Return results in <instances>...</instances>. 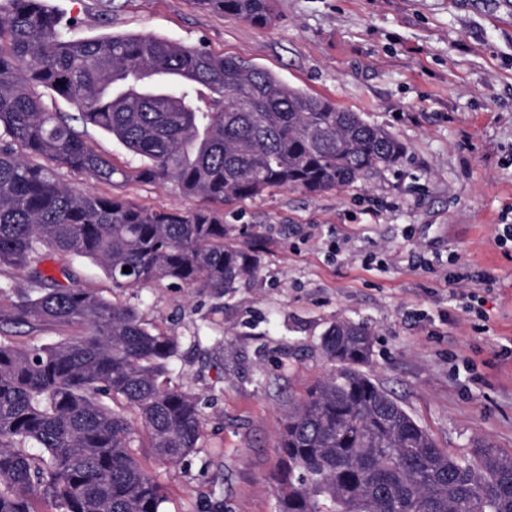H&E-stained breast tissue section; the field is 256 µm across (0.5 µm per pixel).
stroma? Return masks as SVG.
<instances>
[{
  "mask_svg": "<svg viewBox=\"0 0 512 512\" xmlns=\"http://www.w3.org/2000/svg\"><path fill=\"white\" fill-rule=\"evenodd\" d=\"M73 34L152 33L254 64L360 113L407 147L401 165L312 195L278 188L224 205V240L254 249L255 274L217 298L166 282L123 293L63 253L46 273L136 305L178 336L172 385L195 393L199 448L177 465L136 453L164 512H275L279 422L331 364L339 321L373 334L372 378L455 456L512 453V0H272L257 28L190 0H50ZM60 182L152 207L208 202L174 184Z\"/></svg>",
  "mask_w": 512,
  "mask_h": 512,
  "instance_id": "obj_1",
  "label": "stroma"
}]
</instances>
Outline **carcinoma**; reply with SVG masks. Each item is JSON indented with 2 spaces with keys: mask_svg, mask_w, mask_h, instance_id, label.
<instances>
[{
  "mask_svg": "<svg viewBox=\"0 0 512 512\" xmlns=\"http://www.w3.org/2000/svg\"><path fill=\"white\" fill-rule=\"evenodd\" d=\"M10 2L0 13V267L31 288L0 301V512H164L161 483L135 456L134 421L166 463L201 442L199 397L165 379L178 338L149 330L135 305L39 265L64 252L99 266L120 292L166 281L220 297L257 260L224 243L217 209L76 192L50 163L98 182H172L222 205L270 188L342 189L399 164L406 148L244 61L149 33L74 38L47 0ZM192 2L255 27L274 20L271 0ZM44 89L77 114L52 111ZM74 121L112 135L140 164L116 165ZM22 327L62 336L38 345L20 339ZM322 348L329 374L281 421L276 512H512V454L488 443L463 456L439 448L363 370L366 327L336 323Z\"/></svg>",
  "mask_w": 512,
  "mask_h": 512,
  "instance_id": "carcinoma-1",
  "label": "carcinoma"
}]
</instances>
